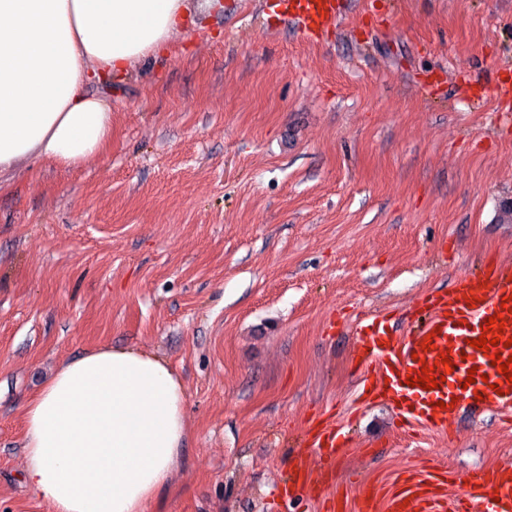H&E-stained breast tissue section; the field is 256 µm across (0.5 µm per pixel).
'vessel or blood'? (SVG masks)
<instances>
[{"label": "vessel or blood", "mask_w": 512, "mask_h": 512, "mask_svg": "<svg viewBox=\"0 0 512 512\" xmlns=\"http://www.w3.org/2000/svg\"><path fill=\"white\" fill-rule=\"evenodd\" d=\"M267 17L294 18L307 33L335 26V0H265ZM512 295V264L490 262L476 275L456 280L447 292L432 297L423 321L407 340L392 337L386 320L373 317L357 333L356 352L376 377L365 385L368 394L396 404L402 422L444 429L455 416L451 401L484 404L500 412H512V385L493 366L491 356L472 347L490 316L501 312L504 297ZM502 313V312H501ZM431 349H423L425 341ZM448 357L454 370L446 372L439 363ZM432 364L443 381L426 390L409 386L407 377H421L423 364ZM476 369L478 381L464 388L469 369ZM466 501L461 512H512V468L495 471L473 470L462 478ZM386 512H448V497L431 477L413 476L402 487L385 495Z\"/></svg>", "instance_id": "b4317fda"}]
</instances>
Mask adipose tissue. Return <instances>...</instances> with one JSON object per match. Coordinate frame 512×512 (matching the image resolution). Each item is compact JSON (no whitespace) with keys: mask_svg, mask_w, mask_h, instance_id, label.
Here are the masks:
<instances>
[{"mask_svg":"<svg viewBox=\"0 0 512 512\" xmlns=\"http://www.w3.org/2000/svg\"><path fill=\"white\" fill-rule=\"evenodd\" d=\"M189 0H0V185L33 159L77 166L112 142L89 92L165 53ZM166 361L101 347L64 361L25 411V485L53 512H145L188 436Z\"/></svg>","mask_w":512,"mask_h":512,"instance_id":"ef3b65f1","label":"adipose tissue"}]
</instances>
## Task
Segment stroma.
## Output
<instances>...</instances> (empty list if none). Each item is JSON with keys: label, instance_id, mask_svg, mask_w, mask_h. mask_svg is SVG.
Masks as SVG:
<instances>
[{"label": "stroma", "instance_id": "stroma-1", "mask_svg": "<svg viewBox=\"0 0 512 512\" xmlns=\"http://www.w3.org/2000/svg\"><path fill=\"white\" fill-rule=\"evenodd\" d=\"M223 2L104 86L106 154L0 191V512H52L22 481L24 409L102 346L184 385L175 484L146 512H360L413 474L512 467L495 408L405 430L355 356L368 315L407 339L422 302L512 261V0H336L316 37ZM316 425L341 445L294 482Z\"/></svg>", "mask_w": 512, "mask_h": 512}]
</instances>
